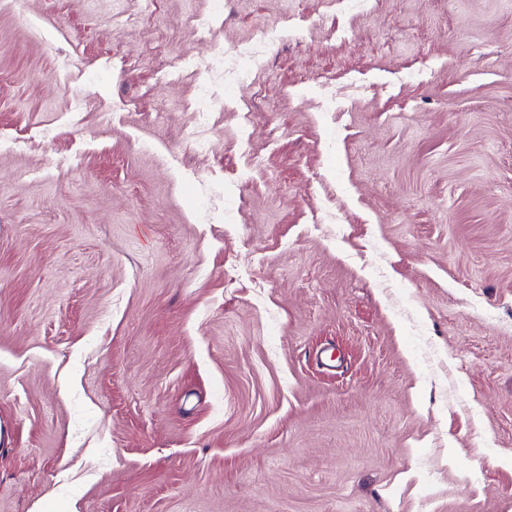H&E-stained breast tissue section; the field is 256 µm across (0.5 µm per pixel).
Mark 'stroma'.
Instances as JSON below:
<instances>
[{"label": "stroma", "instance_id": "obj_1", "mask_svg": "<svg viewBox=\"0 0 512 512\" xmlns=\"http://www.w3.org/2000/svg\"><path fill=\"white\" fill-rule=\"evenodd\" d=\"M0 512H512V0H0Z\"/></svg>", "mask_w": 512, "mask_h": 512}]
</instances>
